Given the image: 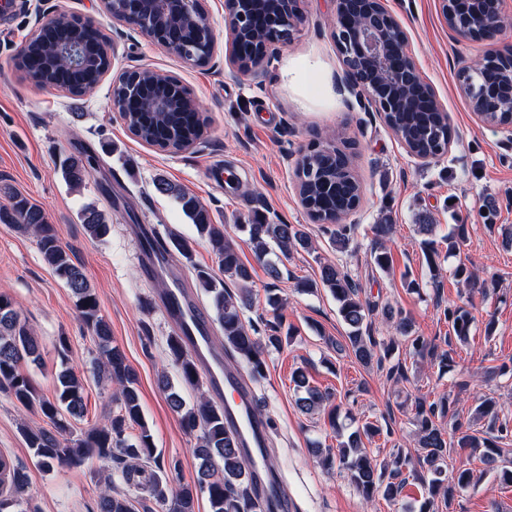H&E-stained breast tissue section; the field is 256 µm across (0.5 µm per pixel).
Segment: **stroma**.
Returning a JSON list of instances; mask_svg holds the SVG:
<instances>
[{"label": "stroma", "instance_id": "obj_1", "mask_svg": "<svg viewBox=\"0 0 512 512\" xmlns=\"http://www.w3.org/2000/svg\"><path fill=\"white\" fill-rule=\"evenodd\" d=\"M387 6L406 31L408 48L444 104L454 131L447 155L430 162L412 157L376 113L343 104L333 81L341 68L331 37L333 0H303L298 35L280 47L255 79L238 74L221 52L202 66L185 63L139 30L113 23L101 0H0V207L9 203L6 189L22 193L43 210L84 267L113 343L137 373L155 454L162 463L179 465L171 475L173 486L193 483L199 461L193 453L195 435L183 429L158 385L160 377L178 378L167 357L174 325L163 301L165 289H182L190 305L202 311L215 351H223L224 338L211 298L193 271L197 265L217 269V259L177 199L156 190L159 178L195 196L236 244L252 274L253 305L245 318L257 322L279 317L293 332L291 343L267 355L265 378L250 385L255 406L270 424L274 447L268 461L280 477L288 512H419L425 497L410 468L404 471L406 483L395 502L379 497L369 503L345 473L317 464L311 444L333 450L338 439L326 415L310 417L298 409L292 381L296 368L307 370L311 385L330 393L340 419L379 423L381 434L367 445L379 460L397 451L418 458L411 418L420 399H456L455 419H440L446 428L456 421L469 423L485 396L498 398L503 418L512 422V250L502 247L498 233L486 229L480 214L483 197L495 196L494 224L512 225V130L480 122L456 77L457 54L476 58L490 44L455 46L440 0H387ZM59 16L102 23L110 47L108 73L78 96L39 87L17 66L39 23ZM288 67L301 73V81L284 77ZM142 68L176 77L192 91L205 125L196 145L163 152L128 131L112 107V83L123 71ZM338 132L350 143L363 194L360 210L350 218L358 226L355 240L345 252L333 248L330 232L314 224L301 207L295 176L300 150ZM70 157L87 163V173L76 185L63 172ZM89 205L108 218L111 231L105 240L91 238L83 228L81 213ZM255 210L277 223L303 225L312 238L313 252L291 253L281 266L280 280L269 277L266 259L254 254L238 230ZM385 215L396 229L388 244L391 264L382 271L370 260L371 226ZM424 216L435 224L439 237L452 225L469 227L461 253L440 256L434 273L419 247L417 224ZM147 231L189 240L191 260L177 256L150 266L142 249ZM323 259L344 266L359 284L362 299L376 305L371 334L380 343L396 339L392 357L402 362L405 380H390L385 371L355 359L328 290L305 293L298 288V281L318 280ZM460 263L479 278H494L495 287H466L453 275ZM412 279L418 288H408ZM272 289L284 303L281 311L267 302ZM0 293L11 298L39 338V363L24 365L37 391L54 397L56 374L65 362L84 384L86 413L71 422L67 439H77L118 412L111 385L95 367L96 344L82 327L74 295L45 262L31 235L1 223ZM387 304L412 318L414 335L449 350L450 370L415 355L405 337H393L379 314ZM455 305L465 306L473 316L464 343L446 340L444 312ZM490 320L495 327L489 333L485 325ZM63 339L69 345L65 357L59 351ZM499 366L505 374L484 381L485 370ZM48 425L40 413L0 390V454L27 473V512H97L108 484L130 497L136 512H145V492L127 486L114 462L92 457L78 466L37 465L22 430ZM438 512H512V486L486 475Z\"/></svg>", "mask_w": 512, "mask_h": 512}]
</instances>
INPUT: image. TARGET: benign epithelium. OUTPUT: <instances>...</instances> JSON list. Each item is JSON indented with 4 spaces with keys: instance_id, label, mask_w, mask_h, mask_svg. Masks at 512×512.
Here are the masks:
<instances>
[{
    "instance_id": "benign-epithelium-1",
    "label": "benign epithelium",
    "mask_w": 512,
    "mask_h": 512,
    "mask_svg": "<svg viewBox=\"0 0 512 512\" xmlns=\"http://www.w3.org/2000/svg\"><path fill=\"white\" fill-rule=\"evenodd\" d=\"M301 0H224L228 30V64L239 73L257 77L272 56L275 46L291 42L298 33ZM332 38L342 57V74L337 77L341 91L354 98L366 112H376L387 127H392L393 112H438L445 109L406 49L407 36L387 9L384 0H335ZM443 16L452 39L457 43L487 40L503 26L501 0H487L483 7H471L467 0H440ZM112 21L140 30L151 41L174 51L191 65H204L218 48L212 28L189 33L181 18L203 10L202 0H103ZM68 19L45 23L40 34L53 37V62L64 70H78L96 62L72 34L60 38L59 31L71 26ZM21 70L37 85L45 87L43 70L29 64L26 52L19 56ZM141 70L125 72L123 80L112 84L113 108L148 100L152 112H172L174 102L170 84L157 87L139 82ZM512 47L492 49L475 61L458 57L459 88L472 103L477 117L492 122V114L502 111L501 103L512 100ZM331 158L346 153L333 140L314 142L296 162L298 182L313 174L310 153ZM301 205L315 224H340L361 205L356 201L342 213H319L299 195Z\"/></svg>"
}]
</instances>
